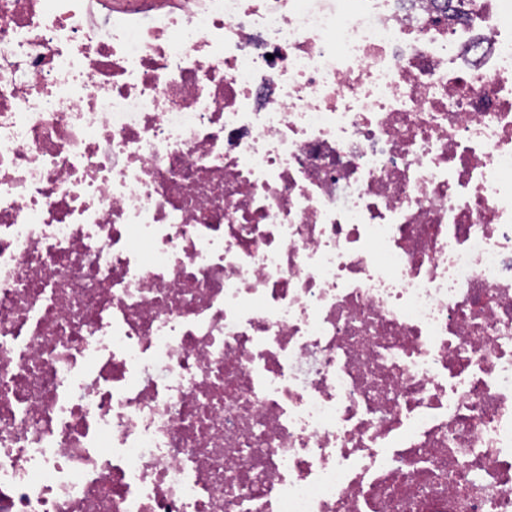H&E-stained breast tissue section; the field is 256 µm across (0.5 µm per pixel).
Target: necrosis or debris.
<instances>
[{
  "label": "necrosis or debris",
  "instance_id": "4bbe7bcc",
  "mask_svg": "<svg viewBox=\"0 0 512 512\" xmlns=\"http://www.w3.org/2000/svg\"><path fill=\"white\" fill-rule=\"evenodd\" d=\"M0 0V512H512V0Z\"/></svg>",
  "mask_w": 512,
  "mask_h": 512
}]
</instances>
